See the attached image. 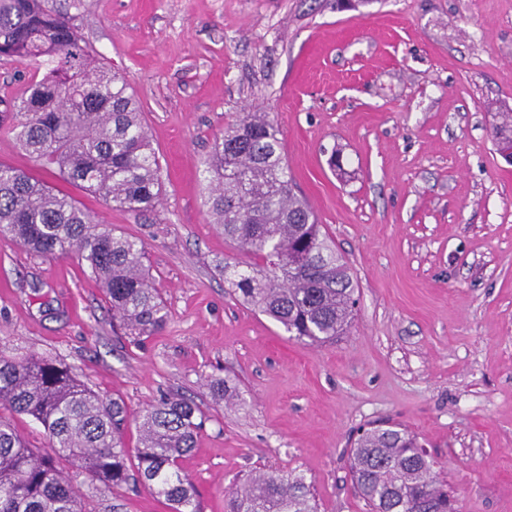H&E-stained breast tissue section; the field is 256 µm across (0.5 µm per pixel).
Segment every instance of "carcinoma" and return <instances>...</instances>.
<instances>
[{
	"instance_id": "carcinoma-1",
	"label": "carcinoma",
	"mask_w": 512,
	"mask_h": 512,
	"mask_svg": "<svg viewBox=\"0 0 512 512\" xmlns=\"http://www.w3.org/2000/svg\"><path fill=\"white\" fill-rule=\"evenodd\" d=\"M0 0V58L36 64L24 93L0 97V129L41 168L131 214L153 210L165 193L159 157L143 112L123 76L99 63L78 33L83 0ZM496 141L512 142V112L501 113ZM211 223L245 258L224 265V281L255 312L296 339L322 345L346 334L357 285L344 258L295 192L282 142L264 112H246L213 141L204 161ZM0 236L37 257L76 254L100 283L112 320L138 340L161 332L170 312L144 263L146 245L96 222L71 195L29 170L0 163ZM216 402L234 404L237 387L209 383ZM32 418L51 451L30 447L0 415V512H84L89 484L149 489L169 512H200L182 466L195 448L203 415L190 399L169 396L136 418L138 440L126 448L130 412L80 381L62 363L0 349V409ZM435 461L400 424L359 434L350 453L354 489L368 512H455ZM227 512H318L301 473L260 475L232 493Z\"/></svg>"
}]
</instances>
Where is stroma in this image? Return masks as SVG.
I'll return each instance as SVG.
<instances>
[{
    "label": "stroma",
    "instance_id": "stroma-1",
    "mask_svg": "<svg viewBox=\"0 0 512 512\" xmlns=\"http://www.w3.org/2000/svg\"><path fill=\"white\" fill-rule=\"evenodd\" d=\"M83 40L124 75L161 162L151 212L95 219L142 240L170 310L137 343L76 256L0 237V347L69 366L139 411L166 394L206 421L183 466L201 512L248 477L297 470L319 512H366L356 430L417 434L460 512H512V0H83ZM265 112L358 288L348 336L312 346L229 291L237 252L211 224L203 161ZM341 171L328 166L331 151ZM232 378L235 405L206 383ZM87 512H168L143 486L86 490Z\"/></svg>",
    "mask_w": 512,
    "mask_h": 512
}]
</instances>
